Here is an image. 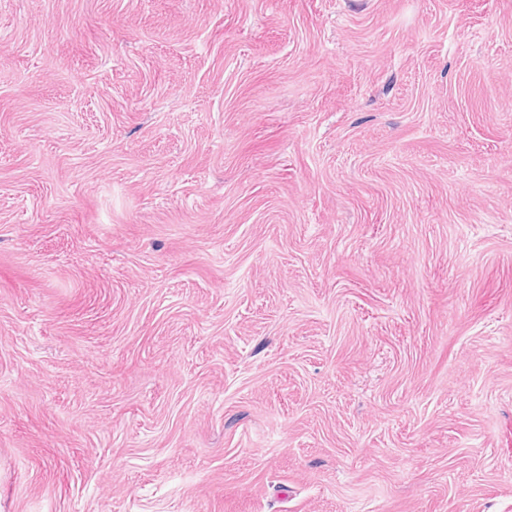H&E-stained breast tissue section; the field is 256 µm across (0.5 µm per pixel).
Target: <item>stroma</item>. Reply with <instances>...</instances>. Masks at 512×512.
Returning <instances> with one entry per match:
<instances>
[{
  "mask_svg": "<svg viewBox=\"0 0 512 512\" xmlns=\"http://www.w3.org/2000/svg\"><path fill=\"white\" fill-rule=\"evenodd\" d=\"M0 512H512V0H0Z\"/></svg>",
  "mask_w": 512,
  "mask_h": 512,
  "instance_id": "35a3bbf8",
  "label": "stroma"
}]
</instances>
